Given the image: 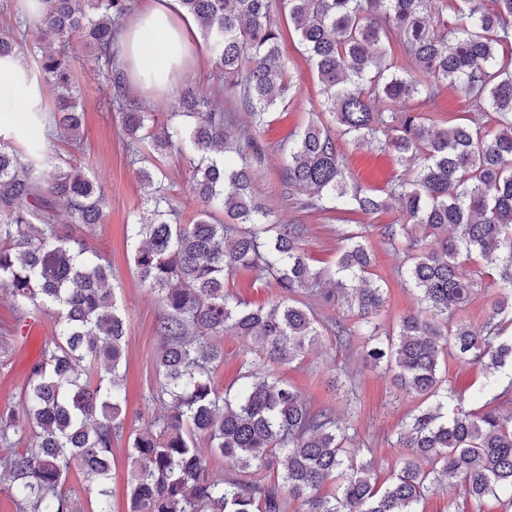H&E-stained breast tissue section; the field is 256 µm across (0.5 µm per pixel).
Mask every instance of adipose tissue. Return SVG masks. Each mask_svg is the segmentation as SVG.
<instances>
[{
    "instance_id": "obj_1",
    "label": "adipose tissue",
    "mask_w": 512,
    "mask_h": 512,
    "mask_svg": "<svg viewBox=\"0 0 512 512\" xmlns=\"http://www.w3.org/2000/svg\"><path fill=\"white\" fill-rule=\"evenodd\" d=\"M198 28L179 0H143L117 43L119 64L135 90L173 93L197 59L192 52ZM42 90L19 60H0V126L10 125L17 106L40 108Z\"/></svg>"
}]
</instances>
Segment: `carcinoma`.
<instances>
[{
  "label": "carcinoma",
  "mask_w": 512,
  "mask_h": 512,
  "mask_svg": "<svg viewBox=\"0 0 512 512\" xmlns=\"http://www.w3.org/2000/svg\"><path fill=\"white\" fill-rule=\"evenodd\" d=\"M19 2L4 5L15 24L0 30V59L37 62L54 98L56 135L27 141L23 153L14 135L0 133V289L23 316L54 310L60 329L30 364L23 419L0 412V491L18 512H76L65 489L74 465L107 502L112 443L124 430L127 325L112 269L54 224L59 203L72 224L91 229L105 216L104 195L82 170L76 40L93 48L88 61L106 66L109 104L131 153L147 140L159 153L189 151V191L202 203L194 223H181L167 188L138 169L148 210L132 225L133 259L165 310L157 373L168 403L129 441L128 512H286L285 491L304 512H416L427 493L458 480L478 507L512 495V413L466 409L441 376L450 347L489 373L512 362V338H503L512 322V0H180L217 79L252 120L254 133L244 136L232 132L230 112L194 87L181 91L161 124L136 103L110 50L137 0H38L35 12ZM283 10L336 128L318 116L277 147L282 193L305 196L304 208L367 216L400 204L404 221L384 225L381 236L413 250L403 281L424 313L401 316L389 332L378 322L388 289L373 278L363 231L343 228L335 267L316 268L303 227L271 223L253 193L255 170L271 161L258 131L298 94L280 49ZM448 89L487 110L489 129L449 122L436 107ZM60 138L74 147L67 158L48 152ZM344 139L391 154L403 174L384 189L365 187L346 165ZM428 240L436 246H420ZM478 257L495 265L500 292L474 326L463 313L482 286ZM238 271L257 273L276 297L253 307L227 293L224 281ZM303 294L354 314L357 329L339 317L320 322ZM325 330L339 341L362 336L367 361L392 367L405 394L432 401L399 433L407 454L385 486L331 409L312 408L277 375ZM226 335L250 338L266 367L249 368L234 392L215 380ZM20 432L30 446L16 447ZM200 438L208 457L196 448ZM217 460L242 478L215 475ZM270 468L276 480L251 479ZM326 482L336 485L331 495L321 494Z\"/></svg>",
  "instance_id": "cac0c4a2"
}]
</instances>
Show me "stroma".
I'll return each instance as SVG.
<instances>
[{"instance_id":"35a3bbf8","label":"stroma","mask_w":512,"mask_h":512,"mask_svg":"<svg viewBox=\"0 0 512 512\" xmlns=\"http://www.w3.org/2000/svg\"><path fill=\"white\" fill-rule=\"evenodd\" d=\"M283 29L282 52L298 87V95L288 111L272 113L270 123L261 131L264 141L278 145L304 125L321 101L320 85L299 38L288 26L287 14H279ZM75 51L84 64L75 70V84L86 107L84 127V172L104 193L106 220L93 230L69 223L59 214L62 232L99 254L112 268V286L117 303L127 322L128 358L125 372L127 392L125 429L112 445V491L110 512H127L126 477L128 438L139 432L153 418L165 411L159 401L156 359L160 336L158 326L164 314L162 305L139 279L133 263L135 241L130 226L143 207V190L136 174L137 166L126 148L121 132V118L106 104V90L101 71L88 63L89 50L76 44ZM353 174L366 186L382 188L400 173L391 155L376 150H358L351 144L341 146ZM143 153L151 159L156 172L165 176L164 184L177 208L182 223H192L201 208L200 201L186 188L189 174L188 154L171 151L159 154L150 146ZM258 199L271 211V218L281 224L305 227L304 246L312 264L322 268L333 265L343 243L338 229L344 222L362 225L374 254L373 272L388 288L391 304L382 318L385 327L400 316L419 307L415 293L405 288L401 277L402 253L396 252L381 237L382 225L399 220L397 207H390L378 217L302 210L283 198L276 164L258 169L254 181ZM26 330H19L17 311L11 297L0 290V409L21 411V393L27 381L28 367L37 357L46 338L58 330L53 314L30 311ZM364 339L351 338L338 343L327 334L317 349L303 360L280 366L279 375L300 391L312 407H329L337 419L346 423L354 445L364 459H374L378 482H385L396 469L403 454L396 448L399 432L421 406L419 399L405 395L395 386L392 371L364 360ZM224 359L216 370L220 386L240 387L242 365L254 361L249 341L225 336ZM442 375L461 396L466 408L476 409L491 402L512 383V367L497 372V382L487 386L481 366L464 364L447 357ZM418 512H512V498L487 497L481 508L470 503L464 484L444 492H432L417 505Z\"/></svg>"}]
</instances>
